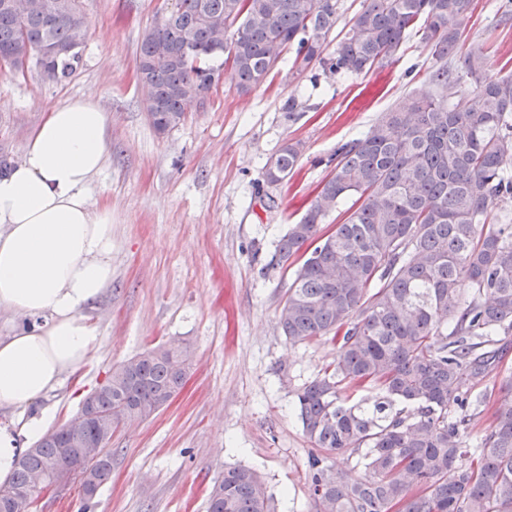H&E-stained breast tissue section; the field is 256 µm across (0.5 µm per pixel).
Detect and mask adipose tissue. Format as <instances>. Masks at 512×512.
Segmentation results:
<instances>
[{
	"label": "adipose tissue",
	"instance_id": "ef3b65f1",
	"mask_svg": "<svg viewBox=\"0 0 512 512\" xmlns=\"http://www.w3.org/2000/svg\"><path fill=\"white\" fill-rule=\"evenodd\" d=\"M112 146L95 92L51 106L20 160L0 176V307L22 326L0 336V406L27 407L77 370L97 342L85 312L112 283V211L85 189ZM43 419L0 424V486Z\"/></svg>",
	"mask_w": 512,
	"mask_h": 512
}]
</instances>
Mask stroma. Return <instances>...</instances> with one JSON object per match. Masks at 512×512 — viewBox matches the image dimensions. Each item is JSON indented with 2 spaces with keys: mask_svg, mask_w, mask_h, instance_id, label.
I'll return each mask as SVG.
<instances>
[{
  "mask_svg": "<svg viewBox=\"0 0 512 512\" xmlns=\"http://www.w3.org/2000/svg\"><path fill=\"white\" fill-rule=\"evenodd\" d=\"M475 0L463 46H481L489 72L512 74V14ZM89 20L83 65L69 80L37 68L0 74V155L20 159L46 110L96 92L112 126V153L86 188L92 208L112 209V285L89 313L98 340L84 364L26 407H0V421L45 416L54 430L76 417L112 365L146 347H187L183 388L153 417L112 434V473L92 500L78 482L41 494L32 512H206L224 468L255 470L275 512H316L307 477L311 445L295 416L298 392L321 376L336 344H292L279 327L293 268L270 267L277 240L297 223L333 165L337 144L358 138L424 85L427 50L407 38L400 58L375 72L336 79L280 64L239 92L212 89L185 122L160 134L144 110L137 54L145 29L170 0H83ZM295 97L294 114L284 112ZM301 142L293 176L258 197L263 166L284 141ZM474 418L464 435L486 437L494 409L512 400V348L469 382Z\"/></svg>",
  "mask_w": 512,
  "mask_h": 512,
  "instance_id": "stroma-1",
  "label": "stroma"
}]
</instances>
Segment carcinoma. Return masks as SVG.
I'll list each match as a JSON object with an SVG mask.
<instances>
[{"label": "carcinoma", "mask_w": 512, "mask_h": 512, "mask_svg": "<svg viewBox=\"0 0 512 512\" xmlns=\"http://www.w3.org/2000/svg\"><path fill=\"white\" fill-rule=\"evenodd\" d=\"M0 0V72L34 62L50 82L82 62L72 51L88 19L82 0H42L19 15ZM339 0H177L143 36L138 78L145 112L160 134L183 123L228 64L237 88L261 84L285 55L298 71L348 78L392 63L412 33L433 65L426 88L386 112L360 138L336 146L332 175L276 246L272 264L302 259L279 316L291 343L328 337L331 368L297 395V416L313 452L307 475L317 512H512V402L492 414L482 447L469 448L449 400L468 407L470 378L500 363L512 335V224H494L512 199V75H488L484 50L463 56L474 88L448 102V59L458 55L474 0H365L344 32ZM221 58V63L213 60ZM301 144L284 142L264 164L256 193L288 180ZM356 197L343 222L326 218ZM188 350L161 343L112 366L89 397L116 428L126 414L148 419L177 393ZM371 385L373 399L349 402L347 387ZM45 433L0 486V512H29L8 490L52 484L80 459L83 494L112 470V438L93 430ZM357 453L354 477L330 457ZM261 477L224 470L207 512H271Z\"/></svg>", "instance_id": "1"}]
</instances>
